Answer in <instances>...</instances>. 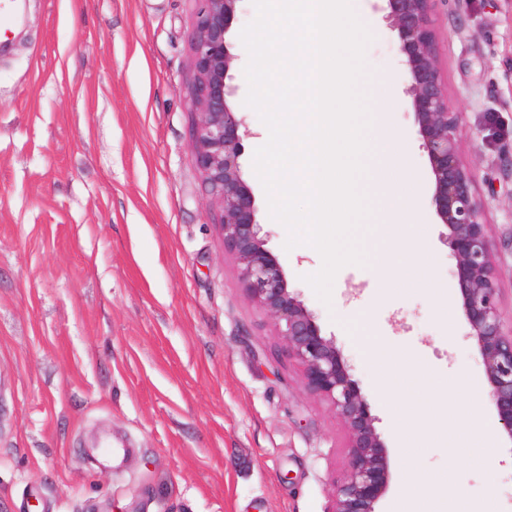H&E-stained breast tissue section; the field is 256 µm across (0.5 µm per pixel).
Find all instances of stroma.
Listing matches in <instances>:
<instances>
[{
    "label": "stroma",
    "instance_id": "1",
    "mask_svg": "<svg viewBox=\"0 0 512 512\" xmlns=\"http://www.w3.org/2000/svg\"><path fill=\"white\" fill-rule=\"evenodd\" d=\"M385 0H361L376 79L398 93L397 140L432 230L431 289L381 246L359 237L366 266L336 275L331 304L306 283L320 254L285 249L253 168L267 133L244 106L248 53L231 74L251 136L242 158L260 235L291 290L334 340L388 447L390 484L376 512L420 485L493 499L512 512V455L471 328L456 259L431 205L410 81ZM195 0H26L0 52V512H332L346 472V429L309 393L270 315L247 295L225 253L196 166L189 106ZM438 66L460 114L463 162L505 272L498 305L512 325V0H436ZM394 356L377 365L368 339ZM476 401L491 444L470 448L448 404ZM425 424L420 448L402 432ZM417 480H409V472Z\"/></svg>",
    "mask_w": 512,
    "mask_h": 512
}]
</instances>
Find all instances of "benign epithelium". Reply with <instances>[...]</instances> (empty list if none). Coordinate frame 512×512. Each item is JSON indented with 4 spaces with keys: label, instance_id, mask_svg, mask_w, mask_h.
<instances>
[{
    "label": "benign epithelium",
    "instance_id": "obj_1",
    "mask_svg": "<svg viewBox=\"0 0 512 512\" xmlns=\"http://www.w3.org/2000/svg\"><path fill=\"white\" fill-rule=\"evenodd\" d=\"M193 44L195 83L190 106L200 116L194 157L219 210L224 250L240 266L245 289L272 315L290 352L303 366L308 391L327 398L344 421L347 468L334 487L332 512H376L389 484L386 445L375 417L335 342L324 336L313 314L290 291L278 258L265 247L257 222L256 198L244 178L243 120L233 102L230 70L235 60L229 33L239 0H198ZM386 18L397 31L410 74L408 93L422 149L434 181L432 206L448 229L456 257L462 307L479 349L502 433L512 441V333L503 331L496 263L482 222L483 205L472 192L474 173L459 156V113L448 106L436 64L434 0H385Z\"/></svg>",
    "mask_w": 512,
    "mask_h": 512
}]
</instances>
